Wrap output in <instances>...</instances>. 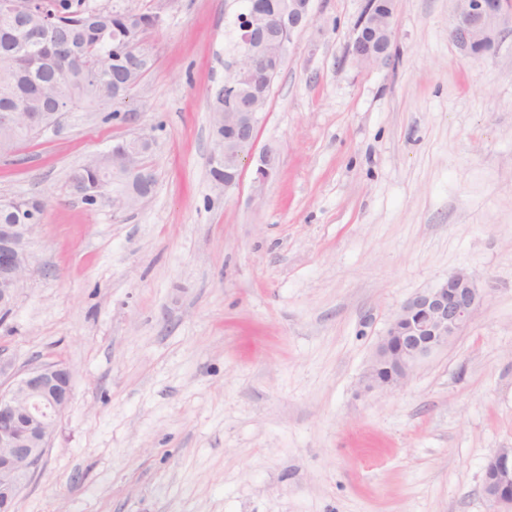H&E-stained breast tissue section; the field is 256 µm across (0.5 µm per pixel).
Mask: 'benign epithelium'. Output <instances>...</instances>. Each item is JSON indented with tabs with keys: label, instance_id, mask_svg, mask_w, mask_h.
I'll return each instance as SVG.
<instances>
[{
	"label": "benign epithelium",
	"instance_id": "7a95c632",
	"mask_svg": "<svg viewBox=\"0 0 512 512\" xmlns=\"http://www.w3.org/2000/svg\"><path fill=\"white\" fill-rule=\"evenodd\" d=\"M313 0H281L278 12L268 14L257 4L245 15L246 34L237 43L231 82L272 84L271 75L282 66L293 33L313 21ZM16 15L35 10L39 0H4L0 3ZM512 24V0H456L448 36L476 59L493 55L502 26ZM393 24L379 23L367 9L354 29L349 53L358 64H385L392 58ZM125 60L133 69H149L151 57L141 46H129ZM268 96L257 104L238 101V111L224 113V146L236 154L240 145L253 150L259 115ZM147 137L136 136L112 148V158L135 163L134 171L146 176ZM279 168V154L264 148L256 159L254 183L263 186ZM34 224L0 223V315L14 307L18 289L31 265L28 242ZM485 294L473 277L456 271L435 287L417 292L394 314L377 345L365 375L366 387L380 392L403 386L417 362L445 347L469 324ZM0 512H11L14 501L31 474L41 464L59 416L73 396V376L64 365L40 363L19 373L0 358ZM484 497L492 512H512V448H498L484 466Z\"/></svg>",
	"mask_w": 512,
	"mask_h": 512
}]
</instances>
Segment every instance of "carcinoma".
<instances>
[{"instance_id": "obj_1", "label": "carcinoma", "mask_w": 512, "mask_h": 512, "mask_svg": "<svg viewBox=\"0 0 512 512\" xmlns=\"http://www.w3.org/2000/svg\"><path fill=\"white\" fill-rule=\"evenodd\" d=\"M156 28L152 12L118 8L115 12L95 13L86 0H42L37 11L20 18L0 10V58L10 65L0 68V113H39L36 124L16 120L0 125V156L57 126L66 112L78 103L120 112L121 101L112 87L120 82L132 89L142 72L123 71L119 49L136 45L143 35ZM73 46L84 56L88 67L74 71L61 82L56 76L58 50ZM90 193L112 181V159L100 158L88 168L73 169ZM45 202L19 198L0 204V222L26 224L40 222Z\"/></svg>"}]
</instances>
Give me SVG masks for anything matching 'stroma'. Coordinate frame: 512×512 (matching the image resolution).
Segmentation results:
<instances>
[{"label":"stroma","mask_w":512,"mask_h":512,"mask_svg":"<svg viewBox=\"0 0 512 512\" xmlns=\"http://www.w3.org/2000/svg\"><path fill=\"white\" fill-rule=\"evenodd\" d=\"M366 0H313L260 115L277 149L210 177L211 96L241 0H177L127 109L81 104L0 159V198L47 207L0 323L16 367L63 362L73 398L15 512H491L512 448V25L474 59L455 0H395L393 58L348 53ZM145 135L156 184L85 204L69 174ZM464 270L488 293L390 392L364 375L415 292ZM279 168V154L272 147H265L256 159L254 183L263 186ZM484 497L493 506L492 512L512 509V448L496 449L484 466Z\"/></svg>","instance_id":"1"}]
</instances>
